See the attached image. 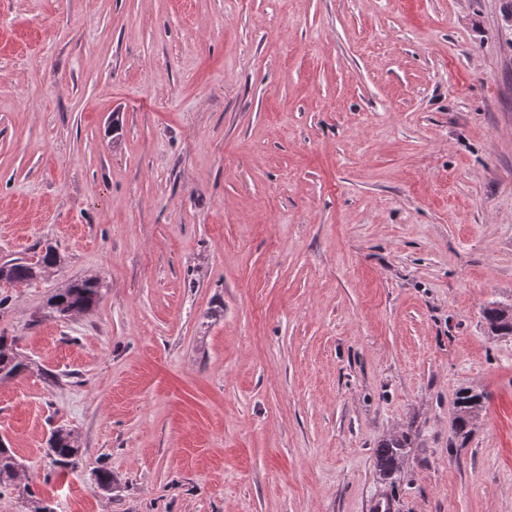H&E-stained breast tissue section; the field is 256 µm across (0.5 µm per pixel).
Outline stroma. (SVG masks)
I'll return each instance as SVG.
<instances>
[{
	"label": "stroma",
	"mask_w": 512,
	"mask_h": 512,
	"mask_svg": "<svg viewBox=\"0 0 512 512\" xmlns=\"http://www.w3.org/2000/svg\"><path fill=\"white\" fill-rule=\"evenodd\" d=\"M48 244L0 512H512V0H0V263ZM101 288H103L101 280L94 277L73 282L48 300L49 313L59 317H69L88 312L98 304ZM483 314L492 334L497 336L512 335V315H507L505 310L500 309V305L487 307ZM485 396L482 392L463 391L456 398L457 416L453 423L455 435L467 436L471 422L477 418L484 406ZM71 432L56 429L48 439V455L52 456L56 467L64 470H74L78 465L80 448L76 445ZM407 445L406 439L396 437L389 439L377 448V465L384 476L389 477L398 469L406 453Z\"/></svg>",
	"instance_id": "obj_1"
}]
</instances>
